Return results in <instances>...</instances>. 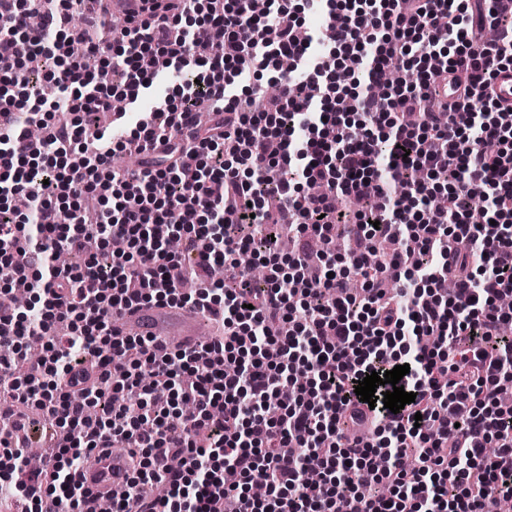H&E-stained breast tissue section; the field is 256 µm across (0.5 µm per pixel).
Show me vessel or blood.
<instances>
[{
  "label": "vessel or blood",
  "instance_id": "obj_1",
  "mask_svg": "<svg viewBox=\"0 0 512 512\" xmlns=\"http://www.w3.org/2000/svg\"><path fill=\"white\" fill-rule=\"evenodd\" d=\"M199 320L196 310L167 305H139L123 315L124 326L134 329L136 334L154 337L165 345L174 339L182 348L195 344ZM129 475L126 455L110 452L99 462L82 468L78 480L89 500L96 501L109 496L114 487L125 485Z\"/></svg>",
  "mask_w": 512,
  "mask_h": 512
}]
</instances>
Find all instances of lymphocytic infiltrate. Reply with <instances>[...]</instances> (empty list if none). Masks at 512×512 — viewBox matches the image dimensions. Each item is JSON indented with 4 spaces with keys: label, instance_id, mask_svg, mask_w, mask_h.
I'll list each match as a JSON object with an SVG mask.
<instances>
[{
    "label": "lymphocytic infiltrate",
    "instance_id": "f902f5d3",
    "mask_svg": "<svg viewBox=\"0 0 512 512\" xmlns=\"http://www.w3.org/2000/svg\"><path fill=\"white\" fill-rule=\"evenodd\" d=\"M85 0H0V296L22 283L30 310H0V483L22 512H83L79 469L117 440L132 473L113 512H498L512 495V106L492 80L512 69V6L503 0H305L333 32L305 29L290 0H172L157 17L94 38ZM222 28L199 43L191 14ZM40 68L60 101L19 83ZM279 70L262 110L246 71ZM397 77L374 94L380 73ZM188 71L124 137L86 134L82 118L136 99L158 74ZM205 103L208 129L197 130ZM155 162L116 174L115 153ZM169 184L161 195L158 183ZM27 194V224L12 208ZM433 197L442 207H428ZM363 206L339 214L337 200ZM74 200L72 221L56 220ZM485 220H470L475 202ZM286 223L323 244L318 256L272 239ZM179 239L193 258L169 252ZM393 252H373L376 242ZM81 255L76 267L54 255ZM256 251L265 288L237 258ZM398 281L389 296L384 278ZM196 278L197 291L184 292ZM452 292L440 289L442 281ZM207 312L221 333L192 348L123 335L115 319L139 304ZM42 360L25 376L29 337ZM415 393L399 413L376 401L374 432L350 438L346 412L366 374L398 365ZM124 404L90 417L100 398ZM35 408L60 433L51 476L30 472L4 430ZM416 455L407 471L402 461ZM161 482L164 498L139 487ZM385 485L387 493L376 490Z\"/></svg>",
    "mask_w": 512,
    "mask_h": 512
}]
</instances>
